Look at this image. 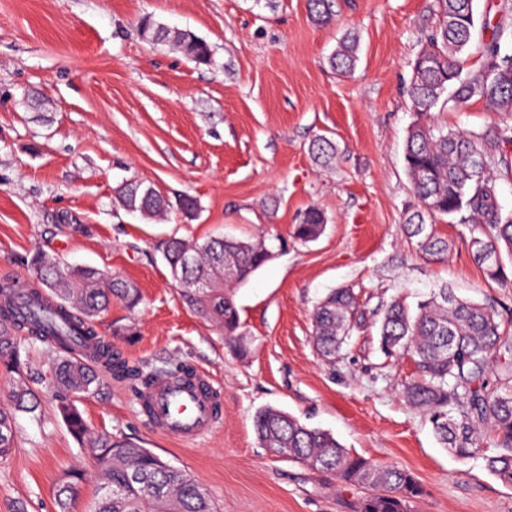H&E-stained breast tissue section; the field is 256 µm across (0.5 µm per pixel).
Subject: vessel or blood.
I'll return each instance as SVG.
<instances>
[{
	"label": "vessel or blood",
	"mask_w": 512,
	"mask_h": 512,
	"mask_svg": "<svg viewBox=\"0 0 512 512\" xmlns=\"http://www.w3.org/2000/svg\"><path fill=\"white\" fill-rule=\"evenodd\" d=\"M139 412L164 437L194 441L215 431L224 418V405L211 375L203 369L165 375L134 394Z\"/></svg>",
	"instance_id": "vessel-or-blood-1"
}]
</instances>
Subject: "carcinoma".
Instances as JSON below:
<instances>
[{
  "label": "carcinoma",
  "mask_w": 512,
  "mask_h": 512,
  "mask_svg": "<svg viewBox=\"0 0 512 512\" xmlns=\"http://www.w3.org/2000/svg\"><path fill=\"white\" fill-rule=\"evenodd\" d=\"M311 20L331 23L335 0H308ZM438 22L425 36V44L412 63L407 90L416 120L405 142L404 163L411 189L422 209L407 219L409 237L416 239L420 256L444 257L450 244L440 237L427 217H450L471 227L470 248L478 240L500 258L497 264L480 263L486 278L502 282L505 262L512 263V213H502L497 179L490 169L509 167L508 159L489 151L492 143L512 141V127L490 126L468 133L450 130L432 122L436 108L457 107L473 98L490 111L512 113V48L498 37L482 43L481 64L463 73L465 54L475 32L474 0H435ZM141 34L152 42L173 44L199 64L211 61L209 45L184 30H171L148 17L140 21ZM359 41L353 35L339 42L328 59L340 74L352 72L359 60ZM314 160L323 167L336 165V144L327 137L311 146ZM136 189L119 187L122 206L151 219L173 209L191 219L197 201L190 195L170 198L153 185L135 182ZM327 219L315 207L308 209L294 236L313 242L324 232ZM162 257L172 278L180 285L182 304L213 323L237 347L240 327L234 301L235 288L271 259L258 239L213 237L201 243L168 239ZM35 281L21 283L9 277L0 280V296L18 290L27 299L20 312L0 302V369L12 376L8 404L0 403V458L15 448L17 413H34L38 394L22 373L19 343L14 333L50 343L59 350L53 365V385L58 409L71 434L83 440L87 428L74 398L92 393L96 371L73 355L76 337L98 335L97 323L112 299L129 307L140 302L139 289L131 282L110 279L83 267L71 268L37 257ZM200 279L210 287L198 288ZM359 304L351 288L328 292L312 312L313 342L324 357L338 355L351 329L360 323ZM379 349L413 358L416 375L405 383L407 403L429 416L433 431L444 447L461 458L482 456L485 468L505 484L512 485V335L489 307L461 299L439 288L410 308L391 302L381 318ZM106 369L114 376L138 380L150 377L130 367L100 342ZM262 445L276 455L301 461L313 470L327 473L341 483L364 490L355 512H411L410 505L423 496V488L406 471L376 464L350 452L328 431L309 427L297 417L274 407H265L254 418ZM493 438L494 451L484 453V441ZM100 480L90 512H214L205 488L148 448L112 436L90 443ZM86 475L69 469L59 478L56 512H74Z\"/></svg>",
  "instance_id": "carcinoma-1"
}]
</instances>
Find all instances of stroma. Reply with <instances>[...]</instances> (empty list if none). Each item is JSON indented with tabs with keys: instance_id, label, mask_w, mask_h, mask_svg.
Instances as JSON below:
<instances>
[{
	"instance_id": "obj_1",
	"label": "stroma",
	"mask_w": 512,
	"mask_h": 512,
	"mask_svg": "<svg viewBox=\"0 0 512 512\" xmlns=\"http://www.w3.org/2000/svg\"><path fill=\"white\" fill-rule=\"evenodd\" d=\"M336 21L314 24L308 0H0V275L32 277L39 255L92 266L134 283L142 301L113 302L98 332L136 364L208 371L224 398L213 434L183 445L156 434L132 387L100 372L75 405L90 436L150 448L204 487L217 512H354L359 489L278 456L257 439L264 407L331 432L347 449L410 473L424 494L412 512H512V486L482 458L462 459L436 440L427 415L408 406L409 356L377 341L385 306L416 304L431 289L491 306L512 330V283L485 279L468 230L437 218L447 258L416 253L405 220L417 201L404 167L415 116L406 88L434 0H336ZM186 29L212 50L199 65L142 38L141 17ZM361 38L353 74L327 59L347 31ZM435 123L479 131L497 115L473 99L435 111ZM320 135L338 149L333 170L310 152ZM154 184L189 194L194 219L146 221L117 189ZM321 209L318 240L293 236L304 211ZM216 234L264 240L272 259L237 288L243 352L184 307L162 258L170 237ZM355 288L363 320L339 357L321 358L312 311L329 290ZM40 408L19 414L15 448L0 459V512H55L63 470L90 479L76 512H88L98 480L57 412L55 352L20 342Z\"/></svg>"
}]
</instances>
